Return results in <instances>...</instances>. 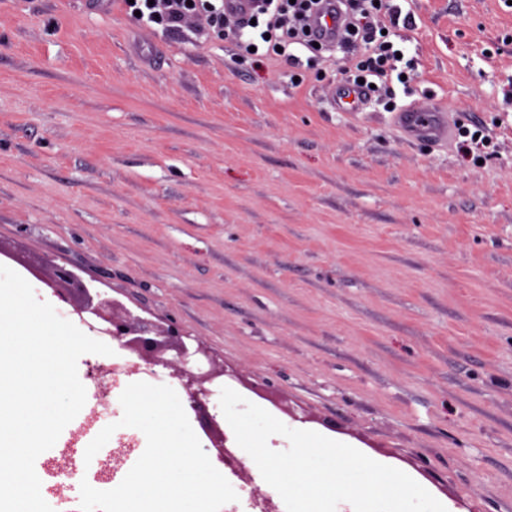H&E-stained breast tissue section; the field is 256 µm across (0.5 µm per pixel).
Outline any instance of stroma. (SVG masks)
Masks as SVG:
<instances>
[{
	"label": "stroma",
	"instance_id": "1",
	"mask_svg": "<svg viewBox=\"0 0 512 512\" xmlns=\"http://www.w3.org/2000/svg\"><path fill=\"white\" fill-rule=\"evenodd\" d=\"M402 55L370 106L327 95L358 59L180 33L127 0H0V265L72 271L119 309L204 343L224 384L289 427L342 436L456 512H512V0H389ZM296 55L290 63L288 55ZM433 104L464 145L409 138ZM127 383L169 371L82 355L81 412L35 471L78 467Z\"/></svg>",
	"mask_w": 512,
	"mask_h": 512
}]
</instances>
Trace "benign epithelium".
I'll return each instance as SVG.
<instances>
[{
    "mask_svg": "<svg viewBox=\"0 0 512 512\" xmlns=\"http://www.w3.org/2000/svg\"><path fill=\"white\" fill-rule=\"evenodd\" d=\"M47 285L64 302L70 300V288L81 291L84 301L78 312L87 314L85 323H96L100 332L116 340L121 347L136 352L139 359L149 365L172 370L171 376L179 379L185 391L186 406L203 419L205 432L218 450V461L231 473L243 474L241 461L226 447L224 429L208 412L209 398L213 394L210 384L224 376V370L216 367L206 347L200 344L192 351L175 329L161 332L150 322L118 311L112 300L91 297L87 287L62 267H53Z\"/></svg>",
    "mask_w": 512,
    "mask_h": 512,
    "instance_id": "benign-epithelium-1",
    "label": "benign epithelium"
}]
</instances>
